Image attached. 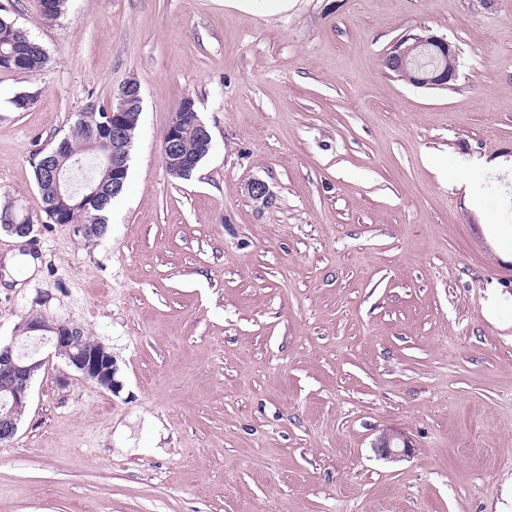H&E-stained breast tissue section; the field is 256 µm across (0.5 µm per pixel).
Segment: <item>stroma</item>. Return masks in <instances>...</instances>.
<instances>
[{
    "label": "stroma",
    "mask_w": 512,
    "mask_h": 512,
    "mask_svg": "<svg viewBox=\"0 0 512 512\" xmlns=\"http://www.w3.org/2000/svg\"><path fill=\"white\" fill-rule=\"evenodd\" d=\"M1 14L49 63L0 70V201L34 223L0 229V259L40 260L0 278V338L81 326L115 385L49 358L0 445V512H512V0ZM424 28L458 51L450 88L383 66ZM130 79L126 188L88 241L47 223L31 158ZM187 96L213 147L176 181L162 135ZM388 429L409 456L374 452Z\"/></svg>",
    "instance_id": "stroma-1"
}]
</instances>
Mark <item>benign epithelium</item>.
<instances>
[{"label":"benign epithelium","instance_id":"1","mask_svg":"<svg viewBox=\"0 0 512 512\" xmlns=\"http://www.w3.org/2000/svg\"><path fill=\"white\" fill-rule=\"evenodd\" d=\"M410 40L430 51L437 60L435 67L426 73L419 68L415 69L414 85L441 89L450 87L457 78V69L453 64L457 51L445 38L427 30L405 34L397 39L384 55V66L394 73L412 67L406 47ZM141 103L140 84L134 79L126 81L116 98L112 99V111L106 113V120L91 127L87 150L94 158L96 168L94 176L80 187L73 186L71 174L63 170L61 165L47 166L40 191L52 201L49 210L57 213V223H63L61 212L64 197H77L78 204L82 205L100 198L108 190L115 192L120 189L129 169L127 139L137 125ZM188 135L194 136L206 150L212 143L211 133L199 117L195 100L190 96L185 97L172 113L162 147L166 170L187 178L191 177L199 162V157L188 155L182 150V142ZM248 191L253 200L261 205L272 204L273 194L265 181L253 180ZM26 331L48 340L54 348V354L64 358L67 365L82 379L105 390H112V353L100 342L86 345L81 327H63L40 317L28 322ZM46 362L47 359L36 354L19 355L13 339L8 342L0 340V392L6 394L12 402V407L0 408L1 445L13 441L17 435L20 418L14 407L27 405L31 384ZM374 448L381 457L394 461L409 455L412 445L400 432L389 429L381 433Z\"/></svg>","mask_w":512,"mask_h":512}]
</instances>
